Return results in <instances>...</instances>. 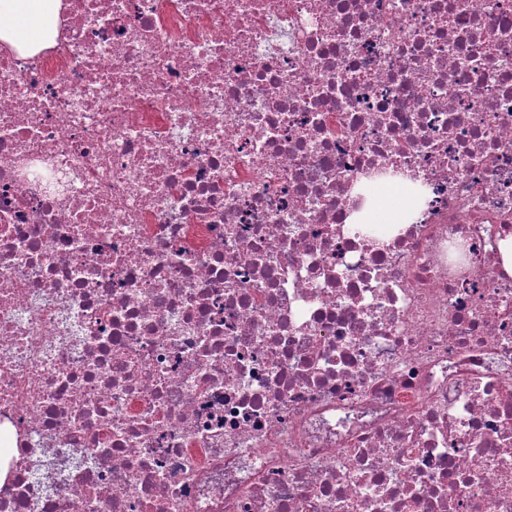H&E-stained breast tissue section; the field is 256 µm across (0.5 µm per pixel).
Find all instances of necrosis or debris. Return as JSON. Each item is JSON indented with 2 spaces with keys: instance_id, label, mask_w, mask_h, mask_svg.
Here are the masks:
<instances>
[{
  "instance_id": "1",
  "label": "necrosis or debris",
  "mask_w": 512,
  "mask_h": 512,
  "mask_svg": "<svg viewBox=\"0 0 512 512\" xmlns=\"http://www.w3.org/2000/svg\"><path fill=\"white\" fill-rule=\"evenodd\" d=\"M509 237L512 0H64L0 47V512H512Z\"/></svg>"
}]
</instances>
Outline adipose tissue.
Listing matches in <instances>:
<instances>
[{
    "label": "adipose tissue",
    "mask_w": 512,
    "mask_h": 512,
    "mask_svg": "<svg viewBox=\"0 0 512 512\" xmlns=\"http://www.w3.org/2000/svg\"><path fill=\"white\" fill-rule=\"evenodd\" d=\"M61 0H0V42L34 56L53 44Z\"/></svg>",
    "instance_id": "ef3b65f1"
}]
</instances>
